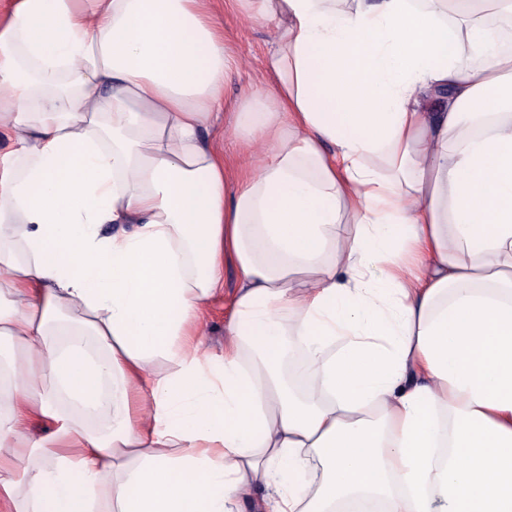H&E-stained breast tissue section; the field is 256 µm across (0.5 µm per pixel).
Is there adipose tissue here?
I'll list each match as a JSON object with an SVG mask.
<instances>
[{
    "mask_svg": "<svg viewBox=\"0 0 512 512\" xmlns=\"http://www.w3.org/2000/svg\"><path fill=\"white\" fill-rule=\"evenodd\" d=\"M234 2L230 112L204 0L0 17V512H512V51L481 0ZM225 4V7H224ZM206 5L224 24V45L233 57L243 60L244 67L233 72L224 89L229 103L258 86L260 62L271 41V26L263 22H245L227 6L226 0H207ZM235 283V271L233 267L224 270V296L217 299L210 307L206 324L203 329V340L205 346L213 352H219L220 346L224 343V320L228 316L227 298L233 290Z\"/></svg>",
    "mask_w": 512,
    "mask_h": 512,
    "instance_id": "1",
    "label": "adipose tissue"
}]
</instances>
